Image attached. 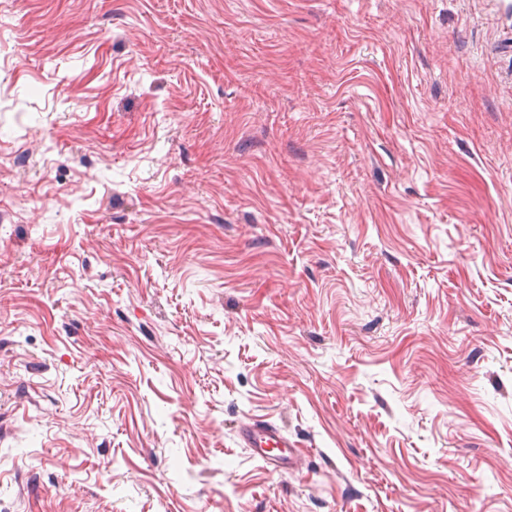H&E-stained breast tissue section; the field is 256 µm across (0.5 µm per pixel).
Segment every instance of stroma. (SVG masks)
Instances as JSON below:
<instances>
[{
    "label": "stroma",
    "instance_id": "stroma-1",
    "mask_svg": "<svg viewBox=\"0 0 512 512\" xmlns=\"http://www.w3.org/2000/svg\"><path fill=\"white\" fill-rule=\"evenodd\" d=\"M0 512H512V0H0ZM239 438L245 448H249L252 458L262 462L273 472L283 473L291 469L293 450L288 438L280 430L268 425L241 423Z\"/></svg>",
    "mask_w": 512,
    "mask_h": 512
}]
</instances>
